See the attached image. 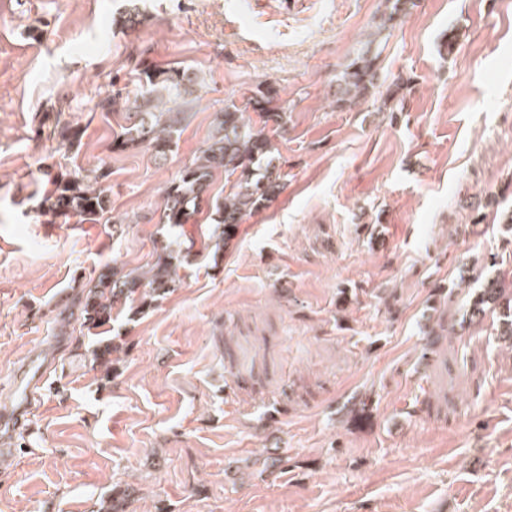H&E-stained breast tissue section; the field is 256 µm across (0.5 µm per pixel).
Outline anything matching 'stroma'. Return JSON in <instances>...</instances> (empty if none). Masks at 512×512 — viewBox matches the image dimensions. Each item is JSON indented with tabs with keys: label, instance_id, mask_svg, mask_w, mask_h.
Masks as SVG:
<instances>
[{
	"label": "stroma",
	"instance_id": "obj_1",
	"mask_svg": "<svg viewBox=\"0 0 512 512\" xmlns=\"http://www.w3.org/2000/svg\"><path fill=\"white\" fill-rule=\"evenodd\" d=\"M381 11L0 0V413L21 416L0 422V512H101L117 484L126 512H512V349L462 317L480 278L512 271L492 204H512V0H417L379 59L382 80L410 78L401 100L337 106ZM146 63L204 79L162 164L113 151L123 119L99 107L115 86L139 96ZM268 85L288 113L278 197L220 251L197 215L165 298L83 330L100 267L169 241L161 190L215 112ZM61 115L80 144L55 135ZM98 167L109 218L39 216L49 174ZM437 325L454 332L423 354Z\"/></svg>",
	"mask_w": 512,
	"mask_h": 512
}]
</instances>
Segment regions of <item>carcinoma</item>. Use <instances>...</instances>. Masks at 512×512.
<instances>
[{
  "label": "carcinoma",
  "mask_w": 512,
  "mask_h": 512,
  "mask_svg": "<svg viewBox=\"0 0 512 512\" xmlns=\"http://www.w3.org/2000/svg\"><path fill=\"white\" fill-rule=\"evenodd\" d=\"M390 11L378 31L395 27L410 15L416 0H386ZM369 40L343 69L336 84V104H352L377 88L380 58L375 44ZM143 87L134 102L123 99V90L99 102L104 112L124 111L126 125L112 142L116 151L131 145H147L159 162L167 160L189 118L194 99L193 87L199 84L198 74L190 68L142 69ZM278 92L269 87L257 90L246 106L259 114L260 125L246 117V111L234 104L214 113L212 130L198 156L186 166L178 179L165 189L159 223L182 226L195 222L206 210L213 216L220 233L215 242L221 250L236 236L238 226L248 214L268 206L280 191V174L274 165V148L265 133L268 124L288 129V115L276 105ZM60 138L73 145L81 140L82 131L70 122L55 125ZM222 171L234 178L225 195L211 193L215 173ZM109 172L98 168L93 175L57 174L49 179L51 189L40 201L54 217L77 215L94 221L112 212V201L104 183ZM155 263L124 270L104 265L94 284L85 294L82 305V326L95 331L112 321V310L119 305L138 304L144 308L161 300L175 283L173 250ZM498 314L497 335L512 348V273L502 272L480 283L472 297L466 316L479 321L488 314ZM128 489L116 486L104 512H124Z\"/></svg>",
  "instance_id": "1"
}]
</instances>
